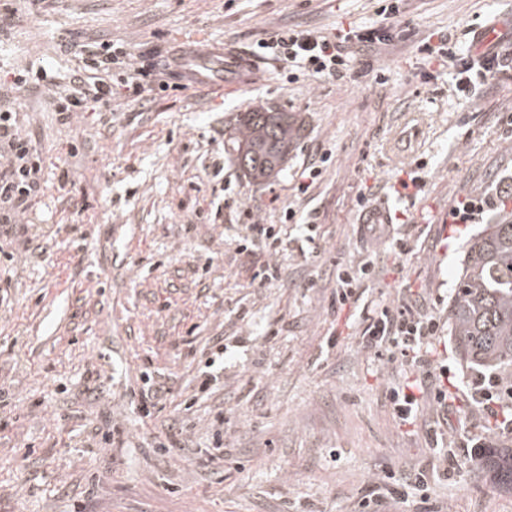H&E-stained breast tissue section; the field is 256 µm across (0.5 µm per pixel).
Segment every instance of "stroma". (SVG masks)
Wrapping results in <instances>:
<instances>
[{
    "label": "stroma",
    "instance_id": "1",
    "mask_svg": "<svg viewBox=\"0 0 512 512\" xmlns=\"http://www.w3.org/2000/svg\"><path fill=\"white\" fill-rule=\"evenodd\" d=\"M377 7L0 0V12L16 15L0 29V94L46 178L15 241L0 247L14 255L0 274V512H363L377 481L381 512H512V493L473 465L479 447L512 448V434L475 404L447 328L462 247L480 230L447 218L512 173V79H491L465 101L447 64L417 49L435 35L467 50L492 23L512 33V0H407L395 20L403 39L358 58L340 80L290 81L271 54L254 53L279 27L335 33L376 21ZM197 39L258 58L260 76L140 100L120 93L108 119L79 112L65 124L45 107L70 86L69 45L110 42L148 64ZM27 67L40 72L38 87L12 91ZM259 106L301 128L282 172L253 185L228 140L236 116ZM319 159L321 176L300 192L303 170ZM411 174L420 192L395 195ZM363 195L390 209L383 233L359 227ZM248 224L274 225L284 242L274 284L256 277L268 259L260 247L237 251ZM368 257L379 277L339 303L337 269ZM403 288L438 320L430 357L452 369L447 413L429 389L411 424L386 394L413 381L414 368L361 344L366 316ZM219 337L229 357L218 388L188 412L184 442L159 449ZM92 369L102 375L95 398ZM144 369L169 390L145 425L130 404ZM219 414L224 462L206 469L200 456L212 450ZM109 424L124 430V447H103ZM419 469L428 493L401 498L398 478ZM387 472L395 478L385 484Z\"/></svg>",
    "mask_w": 512,
    "mask_h": 512
}]
</instances>
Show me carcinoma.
Returning a JSON list of instances; mask_svg holds the SVG:
<instances>
[{"label": "carcinoma", "mask_w": 512, "mask_h": 512, "mask_svg": "<svg viewBox=\"0 0 512 512\" xmlns=\"http://www.w3.org/2000/svg\"><path fill=\"white\" fill-rule=\"evenodd\" d=\"M294 132L286 112L258 107L237 116L230 139L249 182L260 184L282 170ZM448 332L463 367L512 375V211H501L496 223L465 243L448 300ZM476 463L512 491V448H487Z\"/></svg>", "instance_id": "cac0c4a2"}]
</instances>
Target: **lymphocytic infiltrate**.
I'll list each match as a JSON object with an SVG mask.
<instances>
[{
    "instance_id": "f902f5d3",
    "label": "lymphocytic infiltrate",
    "mask_w": 512,
    "mask_h": 512,
    "mask_svg": "<svg viewBox=\"0 0 512 512\" xmlns=\"http://www.w3.org/2000/svg\"><path fill=\"white\" fill-rule=\"evenodd\" d=\"M404 3L405 0H386L377 10L378 21L334 34L279 28L258 40L257 49L272 51L288 73L303 71L317 78H341L351 69L360 51L378 52L393 44L396 34L390 21L402 13ZM418 49L447 62L455 90L463 97L474 96L488 77L512 79V47L499 39L478 53L456 50L444 39L435 46L429 40H422ZM78 58V73L71 87L48 101L64 122L77 112L111 111L116 87H123L128 95L142 99L154 90H167L169 79L175 76L173 60L166 57L142 66L126 64L118 84L102 81L89 87L84 73L110 71L119 61L118 51L112 44L104 43L94 51H79ZM44 183V162L39 151L19 132L15 111L0 106V233L11 232L19 217L32 210ZM438 331V321L406 297L397 305L382 307L363 328L365 349L396 353L410 359L418 368L411 383L390 389L387 394L394 415L403 422H414L419 408L418 394L425 389H435L440 409L448 407L449 370L445 365L433 364L426 350ZM472 386L479 408L495 420L500 431L512 434V385L503 383L498 375L480 373L473 378Z\"/></svg>"
}]
</instances>
